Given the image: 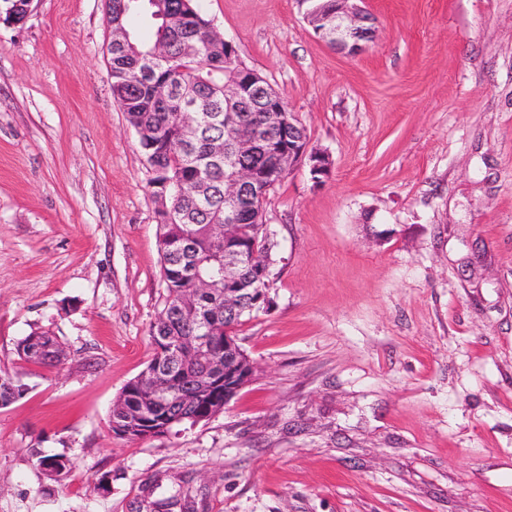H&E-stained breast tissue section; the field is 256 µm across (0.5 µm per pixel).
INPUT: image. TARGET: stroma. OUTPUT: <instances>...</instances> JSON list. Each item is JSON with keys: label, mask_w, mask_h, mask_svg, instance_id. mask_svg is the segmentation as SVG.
Wrapping results in <instances>:
<instances>
[{"label": "stroma", "mask_w": 512, "mask_h": 512, "mask_svg": "<svg viewBox=\"0 0 512 512\" xmlns=\"http://www.w3.org/2000/svg\"><path fill=\"white\" fill-rule=\"evenodd\" d=\"M201 4L332 159L269 194L255 376L209 420L113 434L166 296L157 204L104 0H35L0 23V374L24 388L0 512H512V0H367L356 57L297 0ZM36 330L60 362L20 357Z\"/></svg>", "instance_id": "stroma-1"}]
</instances>
